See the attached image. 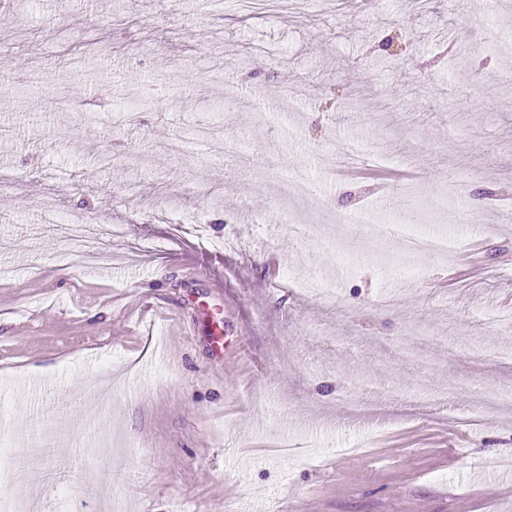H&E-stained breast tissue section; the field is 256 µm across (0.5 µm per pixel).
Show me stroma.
I'll list each match as a JSON object with an SVG mask.
<instances>
[{"mask_svg":"<svg viewBox=\"0 0 512 512\" xmlns=\"http://www.w3.org/2000/svg\"><path fill=\"white\" fill-rule=\"evenodd\" d=\"M1 74L0 440L53 430L9 497L512 512V409L479 397L512 393V0H31ZM401 213L447 257L368 236ZM406 176V171L400 169H390L386 171H369L361 169L359 171L345 175L346 178L357 180H370L377 183H393Z\"/></svg>","mask_w":512,"mask_h":512,"instance_id":"35a3bbf8","label":"stroma"}]
</instances>
